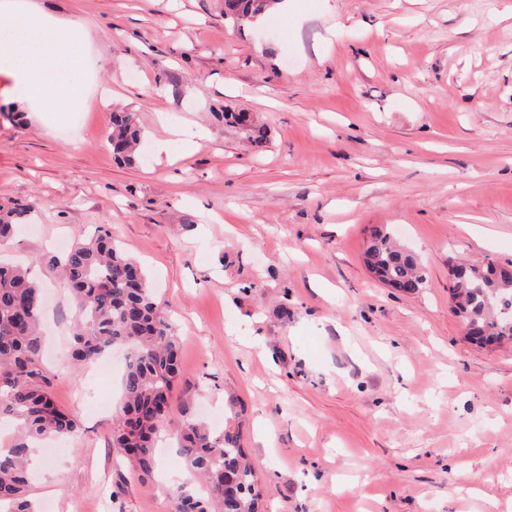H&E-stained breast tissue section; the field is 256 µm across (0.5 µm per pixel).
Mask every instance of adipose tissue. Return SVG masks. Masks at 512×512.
<instances>
[{
	"mask_svg": "<svg viewBox=\"0 0 512 512\" xmlns=\"http://www.w3.org/2000/svg\"><path fill=\"white\" fill-rule=\"evenodd\" d=\"M0 43L6 48L9 68L21 79L27 101L41 104L50 96L60 104L70 99V84L57 80L56 75L82 70L83 56L73 29L45 16L24 17Z\"/></svg>",
	"mask_w": 512,
	"mask_h": 512,
	"instance_id": "1",
	"label": "adipose tissue"
}]
</instances>
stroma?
Segmentation results:
<instances>
[{
  "label": "stroma",
  "instance_id": "obj_1",
  "mask_svg": "<svg viewBox=\"0 0 512 512\" xmlns=\"http://www.w3.org/2000/svg\"><path fill=\"white\" fill-rule=\"evenodd\" d=\"M38 13L75 25L85 57L47 112L0 69V206L35 211L0 262L45 287L52 397L79 422L31 455L38 512H171L175 427L190 408L222 432L229 389L267 512H512V342L467 339L448 275L512 264V0H288L257 27L223 0H0V27ZM116 110L143 131L131 164L103 145ZM181 126L194 150L157 157ZM377 224L420 257L419 293L365 268ZM99 225L181 339L148 483L107 445L123 368L72 358L69 296L40 261Z\"/></svg>",
  "mask_w": 512,
  "mask_h": 512
}]
</instances>
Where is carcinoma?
Returning <instances> with one entry per match:
<instances>
[{
  "label": "carcinoma",
  "instance_id": "carcinoma-1",
  "mask_svg": "<svg viewBox=\"0 0 512 512\" xmlns=\"http://www.w3.org/2000/svg\"><path fill=\"white\" fill-rule=\"evenodd\" d=\"M280 0H224V19L239 26L254 21ZM255 142L263 128L245 112L230 113ZM105 140L113 156L135 160L141 131L134 112L112 113ZM33 207L0 208V247L11 243L20 219ZM368 271L381 284L410 294L426 284L420 260L401 248L390 224L369 230L364 251ZM46 265L59 271L74 310V359L92 363L117 347L126 348L122 400L113 416L110 446L121 463L146 482L153 477L154 437L179 375L180 337L140 263L129 256L105 226L63 257ZM452 309L475 326L471 340L488 345L512 340V275L492 265H465L452 280ZM42 286L24 269L0 265V417L17 425L13 443L0 451V512H36L27 497V465L35 445L73 436L77 421L51 397L52 377L42 364L39 317ZM241 403L224 404V431L212 432L188 414L176 435L191 479L203 480L206 495L185 484L171 490L174 512H261L264 494L242 445Z\"/></svg>",
  "mask_w": 512,
  "mask_h": 512
}]
</instances>
